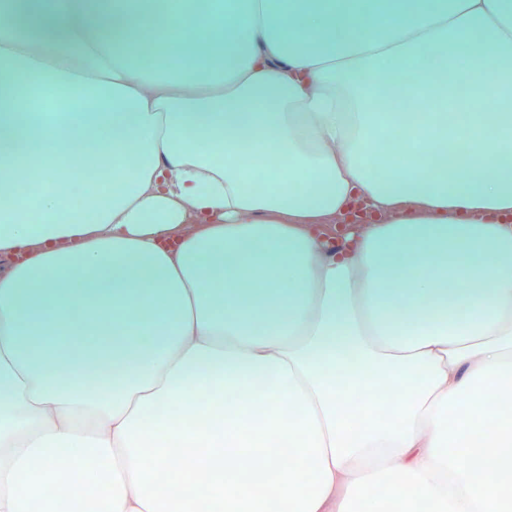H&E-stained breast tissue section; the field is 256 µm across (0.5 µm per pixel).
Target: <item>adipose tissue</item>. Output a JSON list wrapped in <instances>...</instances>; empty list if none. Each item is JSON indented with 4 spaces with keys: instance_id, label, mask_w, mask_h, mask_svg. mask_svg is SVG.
<instances>
[{
    "instance_id": "obj_1",
    "label": "adipose tissue",
    "mask_w": 512,
    "mask_h": 512,
    "mask_svg": "<svg viewBox=\"0 0 512 512\" xmlns=\"http://www.w3.org/2000/svg\"><path fill=\"white\" fill-rule=\"evenodd\" d=\"M0 13V512H512V0Z\"/></svg>"
}]
</instances>
